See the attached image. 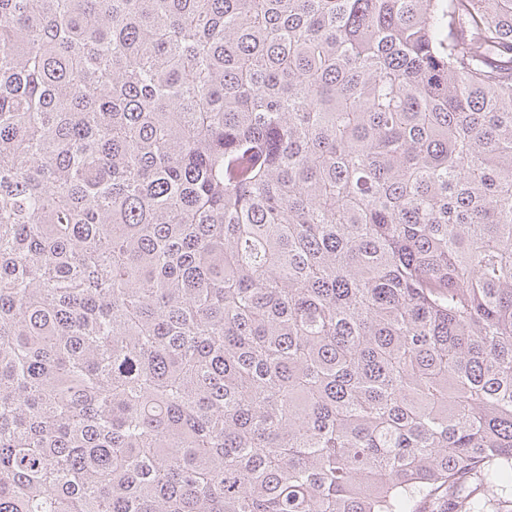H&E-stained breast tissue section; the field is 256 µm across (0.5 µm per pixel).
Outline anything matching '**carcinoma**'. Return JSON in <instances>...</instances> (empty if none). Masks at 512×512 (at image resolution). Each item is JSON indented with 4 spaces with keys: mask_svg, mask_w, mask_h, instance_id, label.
<instances>
[{
    "mask_svg": "<svg viewBox=\"0 0 512 512\" xmlns=\"http://www.w3.org/2000/svg\"><path fill=\"white\" fill-rule=\"evenodd\" d=\"M512 0H0V512H512Z\"/></svg>",
    "mask_w": 512,
    "mask_h": 512,
    "instance_id": "carcinoma-1",
    "label": "carcinoma"
}]
</instances>
